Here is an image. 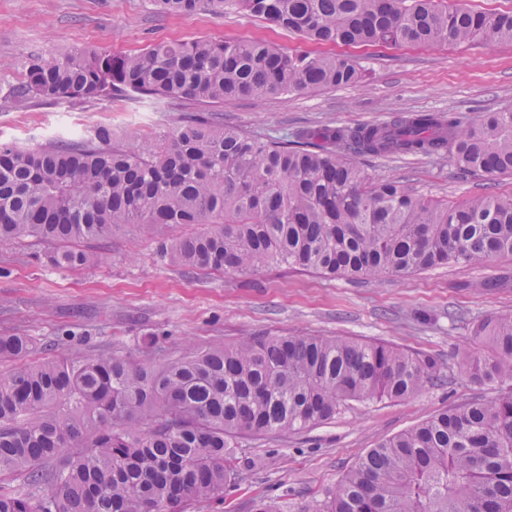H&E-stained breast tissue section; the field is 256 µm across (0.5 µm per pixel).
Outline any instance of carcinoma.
I'll use <instances>...</instances> for the list:
<instances>
[{"label": "carcinoma", "mask_w": 512, "mask_h": 512, "mask_svg": "<svg viewBox=\"0 0 512 512\" xmlns=\"http://www.w3.org/2000/svg\"><path fill=\"white\" fill-rule=\"evenodd\" d=\"M190 13L230 2L318 43L434 48L512 41V12L438 0H152ZM11 90L82 104L137 94L199 103L313 95L362 77L345 55H289L263 41H161L136 54L88 48L32 56ZM451 154L465 172L512 175V108L475 120L415 112L382 123L306 127L267 140L189 119L154 145L81 138L20 149L0 144V242L53 245L59 267L102 255L82 245L145 229L172 263L247 275L299 269L351 280L512 257V196L455 205L398 181L371 182L360 156ZM181 225H197L177 235ZM493 353L459 363L475 384L512 382V317L479 323ZM27 337L0 335V512H187L224 497L242 470L238 441L299 433L351 401L407 400L442 367L385 342L339 336H245L190 347L163 365L106 350L27 363ZM325 512H512V388L452 406L370 449Z\"/></svg>", "instance_id": "carcinoma-1"}]
</instances>
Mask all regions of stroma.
I'll return each instance as SVG.
<instances>
[{
  "mask_svg": "<svg viewBox=\"0 0 512 512\" xmlns=\"http://www.w3.org/2000/svg\"><path fill=\"white\" fill-rule=\"evenodd\" d=\"M262 40L290 54L317 51L302 36L228 9L163 14L148 0H0V143L32 149L110 127L121 140L154 143L197 114L263 139L306 126L368 124L397 112H455L474 119L512 108V42L483 39L439 49L378 45L352 49L363 73L354 86L316 95L246 98L219 105L129 94L79 105L37 101L17 106L9 90L33 55L85 48L137 53L163 40ZM371 180H394L424 197L456 204L477 195H512V175L463 173L452 157H363ZM102 260L67 269L37 260L36 250L0 243V335L28 337L37 362L66 349H104L142 358L157 337L169 359L187 344L204 347L244 336H342L387 342L442 363L441 382L405 401L355 402L308 431L240 440L246 466L223 499L190 512H253L258 500L281 512H324L344 474L377 443L449 407L490 399L508 383H470L467 358L490 354L472 334L490 317L512 316V259L489 268L444 266L379 282L329 280L312 272L265 270L207 274L170 263L145 232L120 231ZM499 275L495 288L476 282Z\"/></svg>",
  "mask_w": 512,
  "mask_h": 512,
  "instance_id": "stroma-1",
  "label": "stroma"
}]
</instances>
